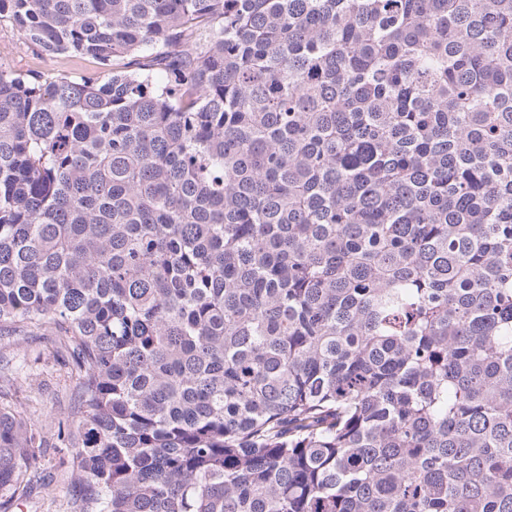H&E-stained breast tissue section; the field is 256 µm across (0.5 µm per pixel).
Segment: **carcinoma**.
Masks as SVG:
<instances>
[{
	"mask_svg": "<svg viewBox=\"0 0 512 512\" xmlns=\"http://www.w3.org/2000/svg\"><path fill=\"white\" fill-rule=\"evenodd\" d=\"M0 330L80 512H512V0H0ZM0 384V493L38 421ZM0 67L17 73L42 71L62 74L74 79L96 78L101 67L92 58L81 56H49L25 42L8 21H0ZM53 346L54 336L48 332L2 333L0 339L2 360L26 358L27 369L13 373L10 385L14 399L45 428L46 439L33 492L26 497L0 495V512H79L81 487L66 463V450L54 448L52 436L55 424L71 417L74 383L68 366L52 356Z\"/></svg>",
	"mask_w": 512,
	"mask_h": 512,
	"instance_id": "obj_1",
	"label": "carcinoma"
}]
</instances>
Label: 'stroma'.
Returning a JSON list of instances; mask_svg holds the SVG:
<instances>
[{
	"label": "stroma",
	"instance_id": "35a3bbf8",
	"mask_svg": "<svg viewBox=\"0 0 512 512\" xmlns=\"http://www.w3.org/2000/svg\"><path fill=\"white\" fill-rule=\"evenodd\" d=\"M0 67L24 73L42 71L74 79L95 78L100 65L81 56H49L25 42L8 21H0ZM54 338L46 332H18L0 339V357L25 358L28 367L13 373L10 381L15 399L43 426L47 440L34 489L26 497L0 495V512H79L81 488L71 475L65 451L57 449L54 426L67 419L74 396L69 368L57 361Z\"/></svg>",
	"mask_w": 512,
	"mask_h": 512
}]
</instances>
